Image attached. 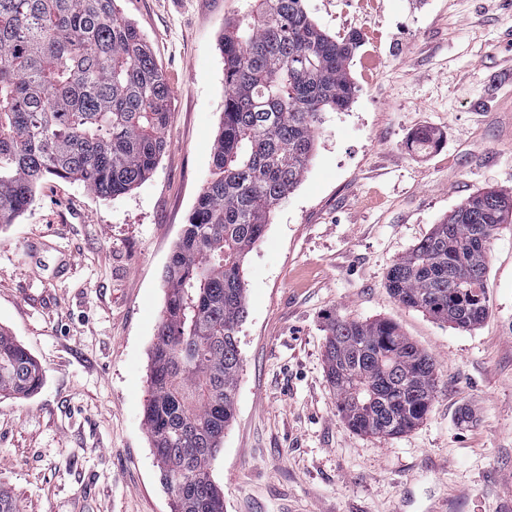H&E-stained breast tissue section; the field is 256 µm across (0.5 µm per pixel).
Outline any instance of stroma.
Returning a JSON list of instances; mask_svg holds the SVG:
<instances>
[{
    "label": "stroma",
    "mask_w": 512,
    "mask_h": 512,
    "mask_svg": "<svg viewBox=\"0 0 512 512\" xmlns=\"http://www.w3.org/2000/svg\"><path fill=\"white\" fill-rule=\"evenodd\" d=\"M171 90L167 147L128 193L43 179L0 229V326L44 384L0 399V486L22 512H172L144 426L163 274L212 169L218 39L248 0H119ZM362 43L356 92L322 116L302 182L243 265L235 417L213 462L224 512H512V226L492 241L490 313L461 331L393 299L389 268L470 196L512 192V7L304 0ZM429 130L434 148L412 150ZM394 322L437 362L423 421L352 431L324 362L328 317Z\"/></svg>",
    "instance_id": "1"
}]
</instances>
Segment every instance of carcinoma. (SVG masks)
Wrapping results in <instances>:
<instances>
[{
    "label": "carcinoma",
    "mask_w": 512,
    "mask_h": 512,
    "mask_svg": "<svg viewBox=\"0 0 512 512\" xmlns=\"http://www.w3.org/2000/svg\"><path fill=\"white\" fill-rule=\"evenodd\" d=\"M117 0H0V226L36 201L47 175L101 199L127 193L158 163L170 90L138 27ZM224 26V113L211 178L164 271L166 301L150 351L144 421L173 512H224L211 466L235 416L243 265L269 217L303 180L321 113L341 111L355 86L359 36L336 38L304 0H251ZM512 195L470 197L389 269L401 304L456 329L490 311L492 240ZM325 372L347 426L379 438L422 422L437 363L386 319L328 320ZM43 384L30 352L0 327V398Z\"/></svg>",
    "instance_id": "obj_1"
}]
</instances>
